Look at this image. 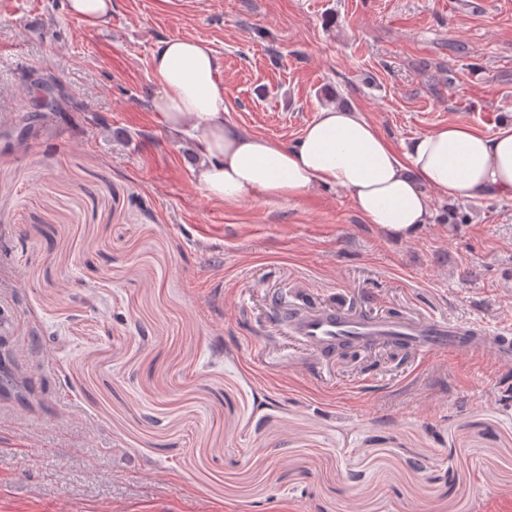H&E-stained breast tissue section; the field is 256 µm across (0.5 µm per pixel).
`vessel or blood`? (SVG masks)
Listing matches in <instances>:
<instances>
[{
	"label": "vessel or blood",
	"mask_w": 512,
	"mask_h": 512,
	"mask_svg": "<svg viewBox=\"0 0 512 512\" xmlns=\"http://www.w3.org/2000/svg\"><path fill=\"white\" fill-rule=\"evenodd\" d=\"M274 319L319 359L337 351L386 346L412 352L418 362L457 352L482 354L498 365H512V341L479 325L445 319L367 318L347 305H318L306 290H294L288 304H274Z\"/></svg>",
	"instance_id": "1"
}]
</instances>
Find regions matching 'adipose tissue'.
<instances>
[{"mask_svg":"<svg viewBox=\"0 0 512 512\" xmlns=\"http://www.w3.org/2000/svg\"><path fill=\"white\" fill-rule=\"evenodd\" d=\"M220 67L212 48L188 37L162 41L151 57L152 109L188 136L200 158L195 178L213 200L289 202L341 189L363 223L400 239L432 223L434 196L512 198V123L490 135L450 123L398 151L361 112L333 105L286 145L228 120Z\"/></svg>","mask_w":512,"mask_h":512,"instance_id":"obj_1","label":"adipose tissue"}]
</instances>
